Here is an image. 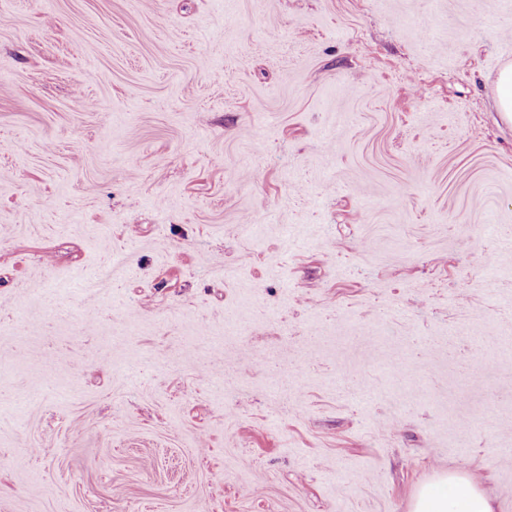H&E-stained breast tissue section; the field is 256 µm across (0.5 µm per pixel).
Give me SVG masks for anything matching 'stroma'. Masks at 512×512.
I'll use <instances>...</instances> for the list:
<instances>
[{"label":"stroma","mask_w":512,"mask_h":512,"mask_svg":"<svg viewBox=\"0 0 512 512\" xmlns=\"http://www.w3.org/2000/svg\"><path fill=\"white\" fill-rule=\"evenodd\" d=\"M507 58L512 0H0V512H512ZM498 112L509 123L512 122V63H506L500 71L496 85ZM448 487L451 495L448 497ZM413 512H492L489 499L465 469L443 475L435 483L422 487Z\"/></svg>","instance_id":"35a3bbf8"}]
</instances>
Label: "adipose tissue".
<instances>
[{"label":"adipose tissue","instance_id":"1","mask_svg":"<svg viewBox=\"0 0 512 512\" xmlns=\"http://www.w3.org/2000/svg\"><path fill=\"white\" fill-rule=\"evenodd\" d=\"M413 512H492V506L468 472L459 469L422 487Z\"/></svg>","mask_w":512,"mask_h":512}]
</instances>
